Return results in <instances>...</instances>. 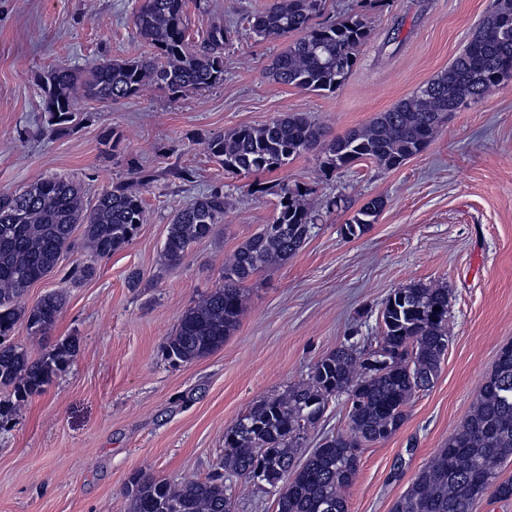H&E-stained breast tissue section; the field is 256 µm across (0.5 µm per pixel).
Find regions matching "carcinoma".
<instances>
[{"mask_svg":"<svg viewBox=\"0 0 512 512\" xmlns=\"http://www.w3.org/2000/svg\"><path fill=\"white\" fill-rule=\"evenodd\" d=\"M327 0H272L248 20L267 40H288L268 65L275 82L307 92H333L350 75L359 49L372 37L357 15L317 23ZM185 0H141L132 14L138 37L152 55L105 59L77 71L60 65L41 79L45 111L54 131L73 128L79 99L114 102L135 97L155 83L174 96L224 80V45L230 32L214 24L195 48L186 39ZM512 78V0L475 30L448 70L414 94L379 113L364 127L330 140L296 112L262 126H242L208 139L206 149L227 175L270 171L303 153L321 149L326 164L342 169L370 159L394 169L420 154L448 111L467 108ZM384 200L365 203L345 224L355 238L375 223ZM224 194L211 191L191 200L167 225L162 258L180 265L192 244L210 238L224 218ZM144 221L140 193L119 184L93 207L81 184L50 177L0 193V387L15 402L0 403L8 417L25 399L42 393L78 351L68 337L34 357L11 342L15 325L26 322L33 337L47 335L66 303L52 291L31 305L28 288L54 271L83 227L86 258L68 272L73 281L91 278L96 262L125 249ZM315 218L287 184L279 189L272 223L244 241L224 263V285L182 315L163 352L174 366L190 364L224 346L239 327L245 284L261 271L288 262L309 238ZM448 289L421 283L401 288L381 313L378 349L342 344L323 356L308 381L276 397L255 402L224 431V473L178 483L136 473L128 479L127 512H234L239 482L265 483L276 495L277 512H348L345 491L357 477L363 446L387 440L403 425L406 407L419 391L433 387L448 350ZM347 396L349 429L298 456L304 433L323 417L329 400ZM512 458V343L503 346L465 422L444 448L414 477L393 512H472L490 492L512 498V480H499L497 467Z\"/></svg>","mask_w":512,"mask_h":512,"instance_id":"obj_1","label":"carcinoma"}]
</instances>
